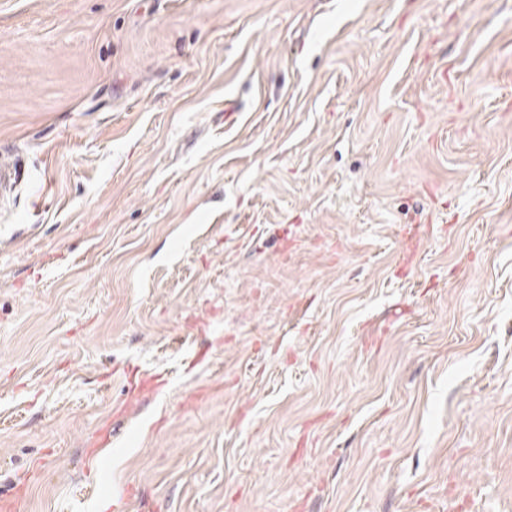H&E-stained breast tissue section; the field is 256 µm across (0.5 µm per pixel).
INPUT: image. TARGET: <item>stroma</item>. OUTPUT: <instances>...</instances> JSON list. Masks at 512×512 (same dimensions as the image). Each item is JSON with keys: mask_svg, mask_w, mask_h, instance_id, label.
I'll use <instances>...</instances> for the list:
<instances>
[{"mask_svg": "<svg viewBox=\"0 0 512 512\" xmlns=\"http://www.w3.org/2000/svg\"><path fill=\"white\" fill-rule=\"evenodd\" d=\"M10 512H512V0H0Z\"/></svg>", "mask_w": 512, "mask_h": 512, "instance_id": "1", "label": "stroma"}]
</instances>
